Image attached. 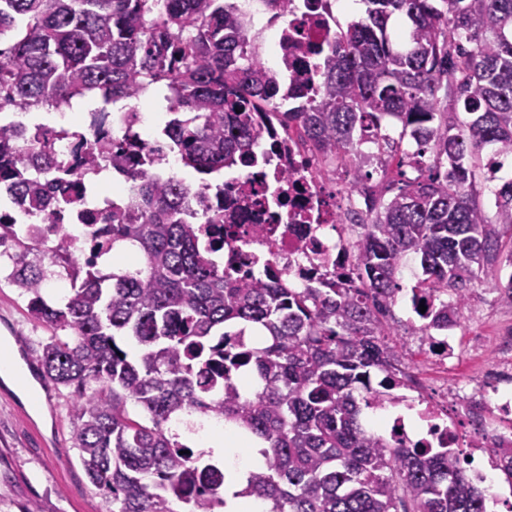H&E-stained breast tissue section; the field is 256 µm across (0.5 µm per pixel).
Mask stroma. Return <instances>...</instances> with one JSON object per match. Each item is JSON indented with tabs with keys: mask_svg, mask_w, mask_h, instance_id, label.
I'll use <instances>...</instances> for the list:
<instances>
[{
	"mask_svg": "<svg viewBox=\"0 0 512 512\" xmlns=\"http://www.w3.org/2000/svg\"><path fill=\"white\" fill-rule=\"evenodd\" d=\"M512 330V308L488 286L475 288L455 330L461 344L485 339L482 353L465 355L449 381L476 380L495 357L500 336ZM53 332L36 322L27 301L0 270V340L13 343L22 363L36 361ZM33 393L0 379V512H24L33 502L42 512H106L107 503L85 476L74 440L71 389L25 372Z\"/></svg>",
	"mask_w": 512,
	"mask_h": 512,
	"instance_id": "stroma-1",
	"label": "stroma"
}]
</instances>
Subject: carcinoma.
Instances as JSON below:
<instances>
[{
	"mask_svg": "<svg viewBox=\"0 0 512 512\" xmlns=\"http://www.w3.org/2000/svg\"><path fill=\"white\" fill-rule=\"evenodd\" d=\"M364 15L328 42L309 83L319 91L280 123L323 160L370 180L361 146L373 143L417 176L392 180L355 241L364 288L319 280L305 288L224 276L217 245H199L198 220L224 223L204 176L246 162L263 126L256 113L288 101L281 77L248 55L245 23L230 0H0V185L53 223L71 203V169L35 124L6 109L57 110L74 99L106 106L168 89L170 118L156 134L196 186L138 181L109 224L89 225L99 265H74L60 236L69 293L43 295L54 272L39 243L15 240L8 282L33 319L55 332L39 371L74 388L76 448L112 512H215L231 474L212 451L193 450L206 422L260 444L262 464L242 494L269 512H487L460 465V448H398L366 411L399 386L403 353L386 322L400 268L419 263L417 287L438 304L419 328L458 325L476 285L512 307V0H362ZM466 114L465 119L459 113ZM400 125L399 139L386 123ZM415 143L409 154L405 137ZM84 161H160L131 135L87 138ZM496 183L479 200L475 165ZM391 196H386V193ZM257 380L240 393L237 380Z\"/></svg>",
	"mask_w": 512,
	"mask_h": 512,
	"instance_id": "cac0c4a2",
	"label": "carcinoma"
}]
</instances>
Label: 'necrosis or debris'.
<instances>
[{"instance_id": "obj_1", "label": "necrosis or debris", "mask_w": 512, "mask_h": 512, "mask_svg": "<svg viewBox=\"0 0 512 512\" xmlns=\"http://www.w3.org/2000/svg\"><path fill=\"white\" fill-rule=\"evenodd\" d=\"M234 4L237 16L248 26L251 51L270 56L273 70L290 79V92L306 96L311 71L323 61L328 41L340 29L332 0H290L287 8L275 12L263 0H234ZM70 118L69 113H60L58 123L47 126L45 132L55 138L58 153L70 163L72 179L83 186L72 209L61 215L71 250L81 261L88 253V220L104 221L119 197L102 182L85 183L83 166L74 156L80 136L101 130L118 136L132 133L146 143L154 137L147 112L139 113L133 123L126 112H98L91 107L79 113L78 124H71ZM262 147L263 160L239 167L235 176L225 179L224 222L207 230V240L224 243L219 258L225 273L246 279L263 262L290 288L305 287L312 275L329 278L339 270L347 274L350 286L360 287L352 242L368 215L353 188L350 169L340 164L331 177L319 176L317 159L276 122L266 131ZM0 220L40 239L45 260H52L58 243L55 226L36 222L7 199L0 201ZM420 342L428 366L403 373L398 404L417 410L427 431L420 438H410L398 416L389 426V435L402 447L462 448L473 483L487 497L497 498L494 478L512 463L504 454L512 447V431L496 426L498 420H512V336L501 342L496 359L476 384L457 382L438 388L432 387L431 374L447 375L462 361V352L455 336L445 331L421 337ZM454 403L469 416L472 436L465 445L450 412Z\"/></svg>"}]
</instances>
